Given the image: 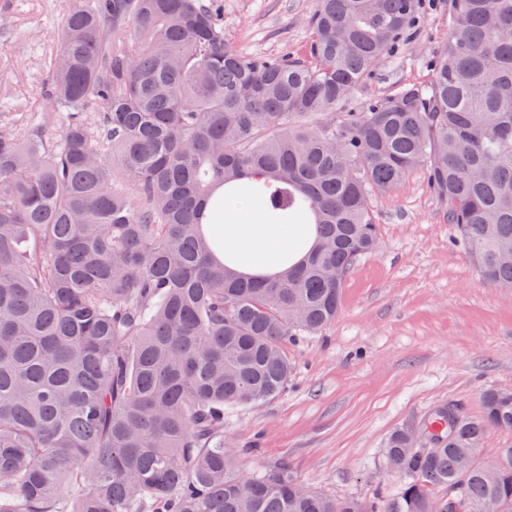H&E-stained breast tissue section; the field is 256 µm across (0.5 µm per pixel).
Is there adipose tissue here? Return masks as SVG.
<instances>
[{"label": "adipose tissue", "instance_id": "1", "mask_svg": "<svg viewBox=\"0 0 512 512\" xmlns=\"http://www.w3.org/2000/svg\"><path fill=\"white\" fill-rule=\"evenodd\" d=\"M224 242L223 256L249 276H272L281 264H298L313 244L309 224H213Z\"/></svg>", "mask_w": 512, "mask_h": 512}]
</instances>
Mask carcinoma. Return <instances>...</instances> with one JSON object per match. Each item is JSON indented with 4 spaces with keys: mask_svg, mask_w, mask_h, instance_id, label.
I'll return each instance as SVG.
<instances>
[{
    "mask_svg": "<svg viewBox=\"0 0 512 512\" xmlns=\"http://www.w3.org/2000/svg\"><path fill=\"white\" fill-rule=\"evenodd\" d=\"M422 9L319 0L295 58L236 52L224 0L68 4L39 121L0 119V512H512V448L472 455L512 430L511 390L395 431V497L243 476L251 449L224 447V408L288 387V339L336 320L379 244L371 196L413 171L479 277L512 288V0H448L431 78L336 116ZM244 199L316 225L300 265L216 256L204 225Z\"/></svg>",
    "mask_w": 512,
    "mask_h": 512,
    "instance_id": "carcinoma-1",
    "label": "carcinoma"
}]
</instances>
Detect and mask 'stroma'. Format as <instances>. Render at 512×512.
Masks as SVG:
<instances>
[{
  "mask_svg": "<svg viewBox=\"0 0 512 512\" xmlns=\"http://www.w3.org/2000/svg\"><path fill=\"white\" fill-rule=\"evenodd\" d=\"M68 0H12L0 33V113L31 116ZM317 0H224V31L250 56H297L313 37ZM448 36V0H426L404 51L378 64L347 112L430 78ZM381 246L357 259L341 310L321 334L289 342L292 375L280 396L224 413V444L252 449L242 473L288 464L329 497L397 494L384 447L396 429L452 401L478 415L480 394L512 390V293L485 284L450 242L445 206L414 171L372 197Z\"/></svg>",
  "mask_w": 512,
  "mask_h": 512,
  "instance_id": "1",
  "label": "stroma"
}]
</instances>
